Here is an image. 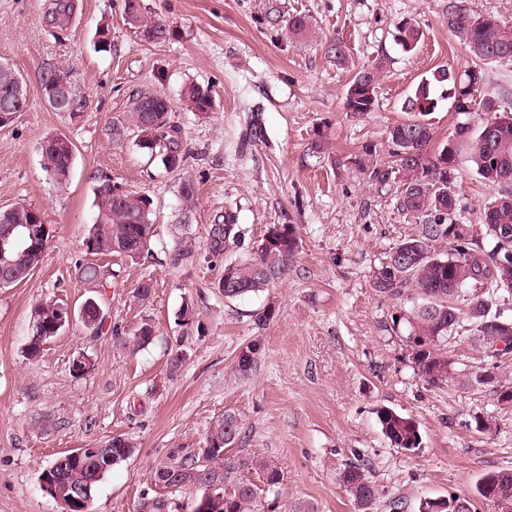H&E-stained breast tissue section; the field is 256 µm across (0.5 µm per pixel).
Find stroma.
<instances>
[{
  "label": "stroma",
  "mask_w": 512,
  "mask_h": 512,
  "mask_svg": "<svg viewBox=\"0 0 512 512\" xmlns=\"http://www.w3.org/2000/svg\"><path fill=\"white\" fill-rule=\"evenodd\" d=\"M449 1L142 0L144 14L170 31L154 43L127 24L124 0H71L65 15L56 0H0V63L22 76L28 96L27 109L0 126V208L38 209L52 229L41 263L0 289V512H62L40 487L43 469L60 452L116 435L132 439L136 452L99 482L91 512H134L169 451L202 446L227 411L245 421L240 447L284 474L282 498L265 512H355L340 473L356 459L378 490L373 512H420L425 500L475 495L484 476L512 470V407L496 408L487 386L437 388L420 378L400 320L417 294L396 298L376 286L390 249L418 231L397 210L401 177L387 143L388 127L407 118L404 100L436 69L476 65L486 91L512 97V61L478 64L448 30ZM271 12L305 15L309 28L300 36L269 29ZM403 20L422 34L411 56L392 37ZM103 29L107 50L98 42ZM339 37L347 46L342 65L328 53ZM382 58L377 107L347 112L353 74ZM49 67L73 73L88 99L80 118L45 104L39 78ZM191 85L210 89L211 111L185 105ZM139 91L170 101L182 129L179 168L140 149L130 121ZM433 96L435 142L487 117L479 108L454 112L445 87ZM255 112L265 139L246 145ZM52 135L74 147L62 185L43 168L40 146ZM366 143L375 145L385 178L350 163ZM106 180L151 203L154 236L137 257L83 248L96 188ZM186 183L195 189L188 204ZM454 185L466 223L480 224L498 186L464 162ZM229 207L242 238L219 251L212 232ZM276 224L294 225L299 237L287 277L225 299L218 288L225 266L249 257ZM82 264L99 267V279L82 278ZM145 281L152 296L140 304L133 294ZM91 300L103 315L96 329L79 318ZM45 301L73 318L32 358L27 336ZM145 322L155 337L138 349L129 338ZM252 344L260 347L257 362L238 375L235 361ZM81 356L90 367L78 375L72 361ZM383 407L417 421L418 452L390 445L377 418ZM487 414L497 428L483 433L475 419Z\"/></svg>",
  "instance_id": "35a3bbf8"
}]
</instances>
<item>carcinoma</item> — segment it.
<instances>
[{
    "instance_id": "carcinoma-1",
    "label": "carcinoma",
    "mask_w": 512,
    "mask_h": 512,
    "mask_svg": "<svg viewBox=\"0 0 512 512\" xmlns=\"http://www.w3.org/2000/svg\"><path fill=\"white\" fill-rule=\"evenodd\" d=\"M125 16L130 25L141 30L150 42L160 43L169 36L165 25L144 18L140 0H125ZM448 30L471 55L481 61H512V26L494 18L473 13L449 3ZM420 30L410 21L395 26L394 42L405 54L416 51ZM384 62L358 71L345 94L346 109L353 113L374 110L377 89L383 79ZM14 74L0 70V111L13 107L8 99ZM483 83L476 68L462 72L437 69L431 79L418 85L402 106L409 118L389 129L390 156L401 176L397 210L419 224L418 233L391 248L377 275L378 287L398 296L415 287L422 302L403 316L410 328L409 342L417 374L431 386L448 383L468 390L496 386L495 396L509 387L499 371L512 365V353L500 354L493 349L499 336L512 337V320L493 312V299L471 294L467 285H485L492 293L512 296V109L501 107L503 99L490 94L481 100L489 117L473 131L460 125L455 133L436 146L428 147L434 131L426 119L437 102L431 86H447L448 98L458 112H469L476 103L475 91ZM136 96L132 122L140 133L139 146L161 156L163 165L176 169L184 162L181 128L169 116L172 107L158 94L160 112L140 111ZM189 106L206 112L212 106L209 91L192 86L186 91ZM45 170L57 181L67 179L73 153L61 146L42 154ZM466 161L485 181L500 188L498 197L485 206L482 214L484 235L459 241L453 238L454 225L463 215L454 189V176L460 161ZM97 212L87 236L88 246L96 255L136 257L148 246L154 229L150 220L149 201L127 193L110 195L96 191ZM231 211L224 212V224L218 228L214 245L229 247L239 242L241 234L233 224ZM52 234H47L37 252L12 253L10 263L0 268V282L8 288L26 278V270L38 265ZM448 241V253L436 252L435 243ZM298 251V237L292 225H275L269 229L250 259L224 268L219 288L224 299L258 292L284 279L291 270ZM60 305L46 302L34 314L28 336L27 351L36 355L50 338L56 336ZM97 303L82 307L81 319L87 327L101 322ZM480 356L481 367L470 364V353ZM259 348L253 344L241 351L235 371L245 375L257 362ZM453 376H448V372ZM382 432L395 448L417 452L421 447L418 423L390 408L378 412ZM244 428L243 420L226 411L211 425L205 443L199 448H175L161 464L168 480L164 493L143 496V512H180L176 493L187 486L203 488L192 512H262V495L279 496L284 477L271 461L234 450ZM135 446L128 438L114 437L105 442L101 462L91 464L69 450L50 464L51 470L41 481L51 480L46 493L63 505L64 512H76L78 504L70 497V488L88 487L85 498L93 495L101 478L113 466L128 459ZM342 484L361 512H367L377 499V489L366 473V465L350 462L341 473ZM481 484L489 494L471 498L469 512H478V500L490 502L488 495L512 501V470L489 474Z\"/></svg>"
}]
</instances>
